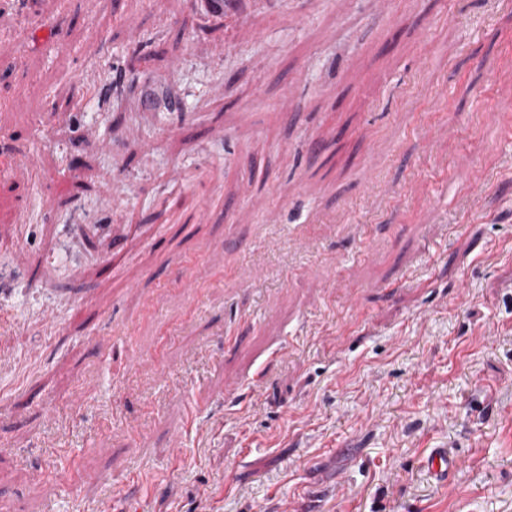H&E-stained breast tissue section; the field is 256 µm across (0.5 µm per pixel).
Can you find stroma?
Instances as JSON below:
<instances>
[{
  "mask_svg": "<svg viewBox=\"0 0 512 512\" xmlns=\"http://www.w3.org/2000/svg\"><path fill=\"white\" fill-rule=\"evenodd\" d=\"M110 2L0 0V505L512 512V0ZM46 141V132L33 140L25 153L8 160L6 168L14 175L21 177L27 183H34L38 179L37 155ZM460 465L461 462L445 448H431L422 461L423 468L437 486L447 485L449 477Z\"/></svg>",
  "mask_w": 512,
  "mask_h": 512,
  "instance_id": "obj_1",
  "label": "stroma"
}]
</instances>
